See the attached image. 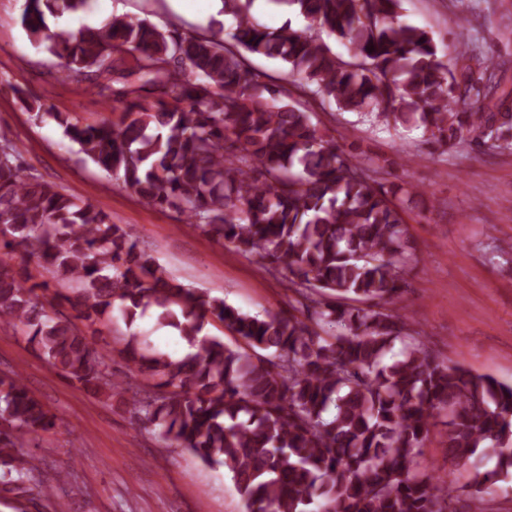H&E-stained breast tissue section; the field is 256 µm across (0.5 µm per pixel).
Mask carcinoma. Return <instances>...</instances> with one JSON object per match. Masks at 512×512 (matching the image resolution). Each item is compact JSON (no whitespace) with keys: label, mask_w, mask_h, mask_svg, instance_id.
Instances as JSON below:
<instances>
[{"label":"carcinoma","mask_w":512,"mask_h":512,"mask_svg":"<svg viewBox=\"0 0 512 512\" xmlns=\"http://www.w3.org/2000/svg\"><path fill=\"white\" fill-rule=\"evenodd\" d=\"M284 2L304 28H269L252 0H222L228 25L196 36L119 16L61 29L46 17L88 0H24L22 24L61 76L91 81L120 116L79 125L23 104L148 204L284 273L300 315H251L179 283L130 228L25 173L0 138V324L69 380L108 393L122 382L101 328L149 312L175 328L195 348L176 360L122 338L127 365L154 381L137 411L169 445L224 467L246 512H487L485 495L512 475V384L446 365L389 309L414 260L398 194L418 190L385 188V168L339 145L311 103L421 128L443 153L487 136L512 150V114L470 99L489 66L461 40L448 65L402 19V0ZM250 56L280 61V83L261 80ZM215 322L239 342L208 333ZM442 413L443 458L467 472L465 511L417 461ZM56 426L18 373L1 375L0 481L31 479L36 458L18 449Z\"/></svg>","instance_id":"obj_1"}]
</instances>
